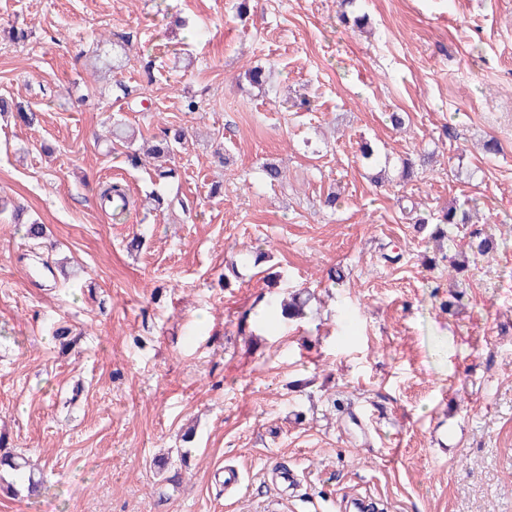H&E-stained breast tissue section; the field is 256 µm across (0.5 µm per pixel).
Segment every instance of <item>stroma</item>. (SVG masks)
Returning a JSON list of instances; mask_svg holds the SVG:
<instances>
[{"label":"stroma","mask_w":512,"mask_h":512,"mask_svg":"<svg viewBox=\"0 0 512 512\" xmlns=\"http://www.w3.org/2000/svg\"><path fill=\"white\" fill-rule=\"evenodd\" d=\"M357 5L362 29L340 0H0V94L34 115L0 116V199L46 228L0 213V451L43 477L0 512H512V0ZM116 119L186 128L174 177L130 168ZM470 199L436 250L416 217ZM309 300L310 293L307 291H295L293 293H289L288 302H283L280 306L281 317L289 320L305 318Z\"/></svg>","instance_id":"1"}]
</instances>
